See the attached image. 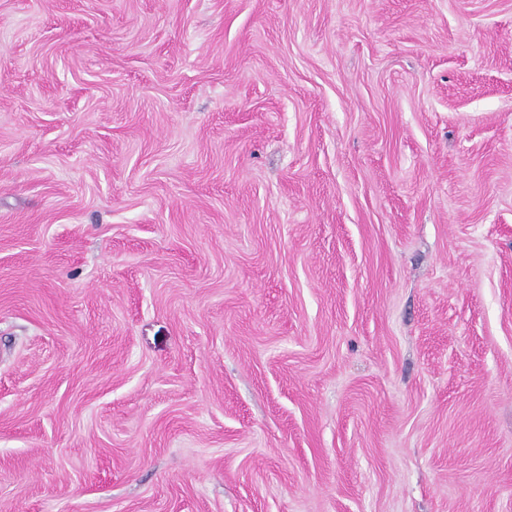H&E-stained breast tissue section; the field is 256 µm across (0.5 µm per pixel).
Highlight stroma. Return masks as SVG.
<instances>
[{"mask_svg":"<svg viewBox=\"0 0 512 512\" xmlns=\"http://www.w3.org/2000/svg\"><path fill=\"white\" fill-rule=\"evenodd\" d=\"M0 512H512V0H0Z\"/></svg>","mask_w":512,"mask_h":512,"instance_id":"obj_1","label":"stroma"}]
</instances>
